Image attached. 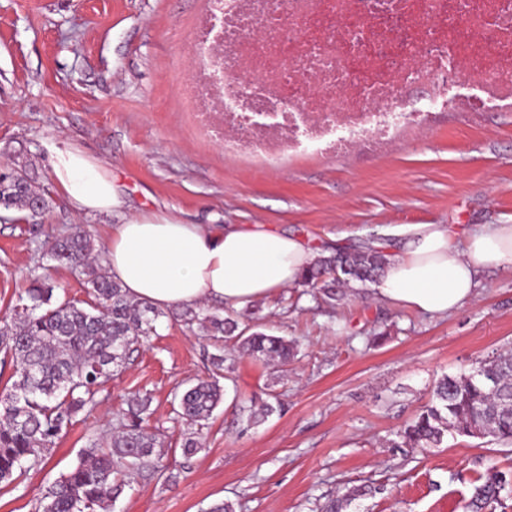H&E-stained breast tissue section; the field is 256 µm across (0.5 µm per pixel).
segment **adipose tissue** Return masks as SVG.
Masks as SVG:
<instances>
[{
	"label": "adipose tissue",
	"instance_id": "adipose-tissue-1",
	"mask_svg": "<svg viewBox=\"0 0 512 512\" xmlns=\"http://www.w3.org/2000/svg\"><path fill=\"white\" fill-rule=\"evenodd\" d=\"M46 149L52 180L77 213L117 216L104 242L105 265L133 301L239 309L298 284L315 260L304 240L264 224L224 228L126 215L106 166L67 142L52 140ZM505 262H512V224H483L459 237L445 224H413L373 291L390 306L445 316L476 297L481 270Z\"/></svg>",
	"mask_w": 512,
	"mask_h": 512
}]
</instances>
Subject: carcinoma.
I'll return each instance as SVG.
<instances>
[{
  "instance_id": "obj_1",
  "label": "carcinoma",
  "mask_w": 512,
  "mask_h": 512,
  "mask_svg": "<svg viewBox=\"0 0 512 512\" xmlns=\"http://www.w3.org/2000/svg\"><path fill=\"white\" fill-rule=\"evenodd\" d=\"M41 209L48 201L20 165L0 172V206L29 209L33 198ZM52 267L82 276L89 300L82 303L54 296V286L36 280L26 290V303L0 326V349L11 354L15 380L0 395V483L12 484L18 474L47 459L56 439L77 415L96 404L99 389L127 364L132 345L156 332L162 312L130 300L97 259L94 240L77 227L55 239L48 251ZM386 256L365 245L352 252L320 257L302 275L299 285L312 288L334 305L338 288L350 282L374 283ZM233 310L187 307L181 321L197 326L217 343L231 342L242 355L286 364L297 352L296 342L254 331L232 318ZM213 375L175 393L177 414L191 425L210 418L223 398L219 379H231L234 360L212 357ZM480 373L440 378L433 401L399 432L411 448L437 447L448 436L474 438L490 433L512 443V353L483 362ZM149 397H136L117 419L118 430L107 446L93 442L78 464L46 487L36 512H111L135 472L156 469L163 456L161 441L143 427ZM277 411L266 403L258 410L242 408L247 424L255 425ZM512 486L507 473L496 471L474 487L466 512H496Z\"/></svg>"
}]
</instances>
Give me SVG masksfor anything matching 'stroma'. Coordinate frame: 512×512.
<instances>
[{
    "label": "stroma",
    "mask_w": 512,
    "mask_h": 512,
    "mask_svg": "<svg viewBox=\"0 0 512 512\" xmlns=\"http://www.w3.org/2000/svg\"><path fill=\"white\" fill-rule=\"evenodd\" d=\"M206 0H0V169L28 165L48 207L0 212V321L46 277L59 297L86 300L67 268L46 270L51 240L81 226L103 243L112 216L79 215L51 178L47 141L72 143L109 167L126 214H170L186 224H266L307 240L318 255L364 240L398 244L409 224H512V112H451L432 130L380 154L303 157L259 169L226 158L197 130L186 91L190 37ZM476 300L430 317L375 300L360 284L334 306L294 286L259 300L263 332L298 340L285 365L248 357L224 381V401L183 457L193 428L174 395L206 377L213 342L173 315L138 345L90 411L63 432L45 465L0 484V512H34L44 488L90 442L108 436L136 393L153 398L164 474L133 476L112 512H320L359 486L346 512H464L475 480L512 473V445L448 438L397 447V432L433 399L442 376L470 373L512 349V263L479 275ZM280 399L243 427L233 405Z\"/></svg>",
    "instance_id": "stroma-1"
}]
</instances>
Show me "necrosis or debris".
<instances>
[{"label":"necrosis or debris","instance_id":"1","mask_svg":"<svg viewBox=\"0 0 512 512\" xmlns=\"http://www.w3.org/2000/svg\"><path fill=\"white\" fill-rule=\"evenodd\" d=\"M207 3L189 94L225 155L378 152L448 111H512V0Z\"/></svg>","mask_w":512,"mask_h":512}]
</instances>
